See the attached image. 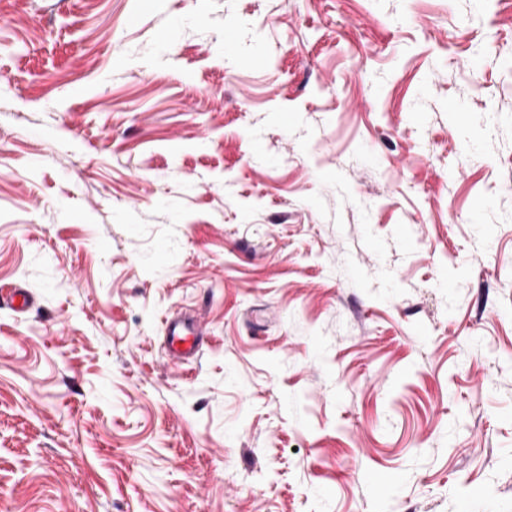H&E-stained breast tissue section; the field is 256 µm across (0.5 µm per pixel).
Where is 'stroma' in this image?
Segmentation results:
<instances>
[{
    "label": "stroma",
    "instance_id": "stroma-1",
    "mask_svg": "<svg viewBox=\"0 0 512 512\" xmlns=\"http://www.w3.org/2000/svg\"><path fill=\"white\" fill-rule=\"evenodd\" d=\"M0 284V512H512V0H0ZM32 303L31 294L24 288H1L0 290V307H8L9 309L21 313L24 312ZM203 317L197 313H178L165 322V352L174 365L195 362L202 354L205 332Z\"/></svg>",
    "mask_w": 512,
    "mask_h": 512
}]
</instances>
